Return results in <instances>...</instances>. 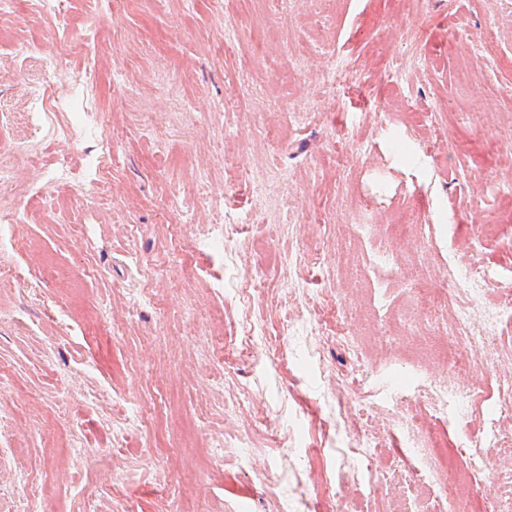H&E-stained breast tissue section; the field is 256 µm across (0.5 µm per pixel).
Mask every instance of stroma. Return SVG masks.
<instances>
[{
    "label": "stroma",
    "mask_w": 512,
    "mask_h": 512,
    "mask_svg": "<svg viewBox=\"0 0 512 512\" xmlns=\"http://www.w3.org/2000/svg\"><path fill=\"white\" fill-rule=\"evenodd\" d=\"M67 8L85 52L25 0L0 10L1 142L38 57L60 61L0 246V512H389L397 477L426 512L408 432L452 447L494 419L512 441L494 402L442 418L418 396L512 381V323L460 370L408 366L389 319L441 337L452 259L492 275L476 331L512 291V0ZM91 118L112 131L101 189ZM367 434L372 470L347 453ZM483 454L458 506L512 491V458Z\"/></svg>",
    "instance_id": "obj_1"
}]
</instances>
